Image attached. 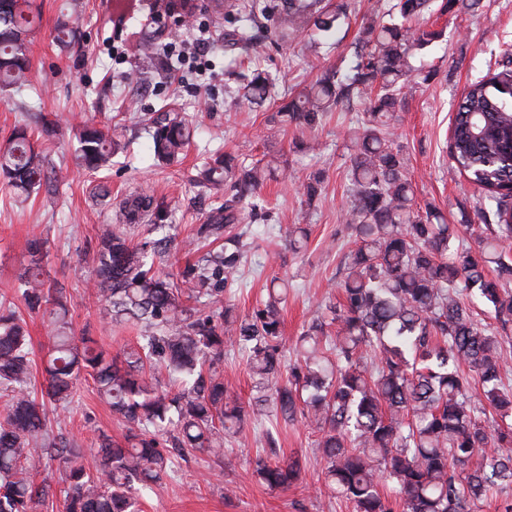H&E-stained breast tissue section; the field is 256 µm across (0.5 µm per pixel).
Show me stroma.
Returning a JSON list of instances; mask_svg holds the SVG:
<instances>
[{"mask_svg": "<svg viewBox=\"0 0 512 512\" xmlns=\"http://www.w3.org/2000/svg\"><path fill=\"white\" fill-rule=\"evenodd\" d=\"M69 2L36 0L41 17L30 46L28 82L0 92V144L15 126L33 124L39 113L59 125L47 148L50 165L62 173L56 190L43 188L23 201L0 185V301L14 303L24 314L36 356H43L50 344L47 320L28 313L15 291V272L28 241H45L47 273L71 298L77 335L93 337L115 353L134 345L138 329L106 323L103 303L87 286L98 229L112 223L114 203L132 189L164 198L178 229L171 250L157 267L177 276L186 261L184 239L204 223L215 204L194 177L209 150L218 147L247 163L274 155L288 169L291 187L283 188L277 179L266 181L260 190L261 215L243 225L249 247L231 302L237 314H247L264 299L272 278L287 280L283 330L288 338L298 336L320 306L341 298L339 283L354 248L351 231L341 222L352 203L348 133L364 105L359 102L353 111L329 113L315 135V151H293V131L271 133L268 120L287 97L314 82L324 69L344 67L362 17L387 11L392 0H355L356 11L347 26L317 42L303 35L278 48L261 36L246 52L228 49L224 42L236 19L225 17L213 0H195V19L207 26L212 43L209 71L202 77L192 74L169 51V44L195 36L194 31L175 26L163 33L155 66L144 80L139 77V46L148 34L151 0H81L76 21L83 42L63 52L54 40V24ZM435 28L441 38L413 64L435 69L436 76L425 84L412 83L393 124L417 203L435 205L455 224L462 212L478 207L481 193L450 165L451 118L464 88L485 72L491 50L512 45V0H480L475 10L442 17ZM248 56L277 72L276 100L257 105L245 99L247 69L241 61ZM165 109L189 113L197 128L194 142L170 165L154 160L143 130L145 119ZM86 123L129 140L123 164L96 173L76 168L73 131ZM316 171L325 174L323 190L308 202L302 184ZM295 224L309 229L307 247L297 254L288 247V231ZM49 418L53 430L63 431L85 450L88 467L93 464L89 450L97 431L117 438L125 432L89 379L81 380L78 397L67 412L53 410ZM276 438V447H269L263 425L248 423L237 437L225 441L223 466H216L206 453L181 463L174 476L163 478L142 499L143 512H354L352 503L326 487L305 425L280 427ZM271 451L282 460H301L304 469L297 484L272 491L248 476L256 455Z\"/></svg>", "mask_w": 512, "mask_h": 512, "instance_id": "1", "label": "stroma"}]
</instances>
